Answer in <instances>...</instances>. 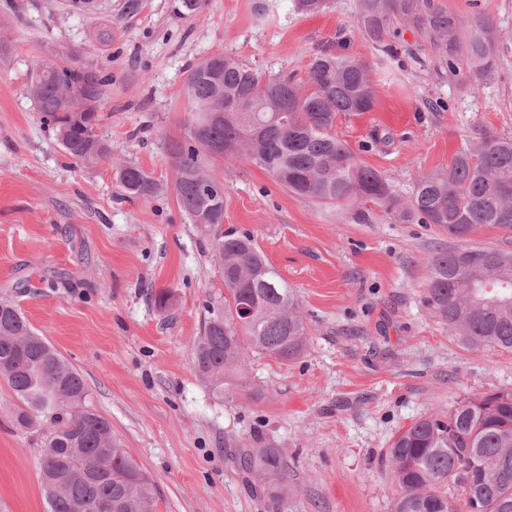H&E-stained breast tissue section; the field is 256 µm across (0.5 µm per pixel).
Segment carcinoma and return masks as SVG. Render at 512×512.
<instances>
[{"label": "carcinoma", "mask_w": 512, "mask_h": 512, "mask_svg": "<svg viewBox=\"0 0 512 512\" xmlns=\"http://www.w3.org/2000/svg\"><path fill=\"white\" fill-rule=\"evenodd\" d=\"M359 32L385 51L401 26L420 29L440 63L455 74L463 64L476 80L497 73L496 28L475 14L465 42L457 17L432 0H358ZM311 89L292 77L267 82L244 61L214 54L188 74L181 93L190 107L189 141L175 143L174 192L179 206L212 239L224 296L206 303L195 367L217 395L252 351L295 360L308 328L295 289L268 262L251 237L224 232V186L204 160L229 153L276 176L263 159L288 172L290 193L354 207L368 221V204L404 224H434L464 239L480 228L512 229V138L484 135L458 152L448 168L424 176L409 199L397 196L377 171L359 164L331 134L340 114H363L376 96L363 62L323 54L310 64ZM112 76L51 60L35 64L29 93L65 153L85 164L112 158L86 112L88 94L101 102ZM130 197L150 198L161 187L142 169L116 171ZM428 304L469 346L512 352V250L465 247L430 261ZM0 377L17 401L14 422L29 430L49 421L42 458L47 512H153L149 477L112 439L109 422L89 403L81 374L42 337L7 298L0 299ZM239 466L278 504L289 497L282 450L259 441L239 450ZM384 468L400 494L391 512H512V391L459 402L448 413L423 416L397 432Z\"/></svg>", "instance_id": "cac0c4a2"}]
</instances>
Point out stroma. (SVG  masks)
I'll return each mask as SVG.
<instances>
[{"instance_id": "stroma-1", "label": "stroma", "mask_w": 512, "mask_h": 512, "mask_svg": "<svg viewBox=\"0 0 512 512\" xmlns=\"http://www.w3.org/2000/svg\"><path fill=\"white\" fill-rule=\"evenodd\" d=\"M0 0V298L84 378L89 400L155 487L154 512H391L398 488L381 458L420 417L466 398L512 391V352L465 345L426 301L431 258L459 240L402 224L382 207L356 223L348 207L289 193L259 166L215 160L224 228L251 235L295 289L308 345L286 362L251 355L246 383L213 395L194 367L207 300L223 295L211 241L179 207L172 145L187 139L181 88L202 58L224 53L261 77L306 80L323 52L371 68L373 111L339 115L333 135L359 164L410 197L483 134L512 137V0H486L499 32L498 73L451 75L416 29L397 55L359 34L358 0L316 14L294 0ZM110 28L100 45L94 32ZM111 73L99 132L115 152L70 158L29 93L40 59ZM133 164L165 191L127 197L115 170ZM168 296L158 308V292ZM0 379V512H47L46 426L12 423ZM263 438L281 448L292 488L275 510L234 463Z\"/></svg>"}]
</instances>
